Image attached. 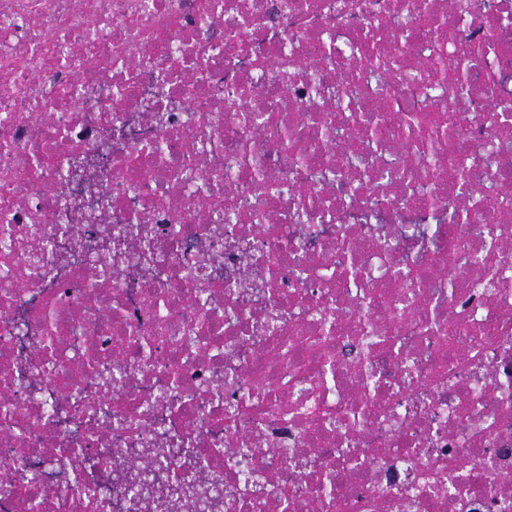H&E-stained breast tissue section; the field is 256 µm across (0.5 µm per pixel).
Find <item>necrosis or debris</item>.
<instances>
[{
  "label": "necrosis or debris",
  "instance_id": "obj_1",
  "mask_svg": "<svg viewBox=\"0 0 512 512\" xmlns=\"http://www.w3.org/2000/svg\"><path fill=\"white\" fill-rule=\"evenodd\" d=\"M372 33L400 65L381 96L349 54ZM435 51L469 75L444 144L479 175L466 220L448 217L454 169L371 187L401 160L396 115L446 118L414 77ZM242 87L264 126L228 110ZM208 116L223 147L202 153ZM209 164L223 179L199 180ZM511 171L512 0H0V512H89L96 487L110 512H512ZM32 223L56 244L34 266L3 250ZM488 274L474 303L449 295ZM359 307L378 311L373 404L341 359L312 386L319 354L360 341ZM314 472L342 474L335 496Z\"/></svg>",
  "mask_w": 512,
  "mask_h": 512
}]
</instances>
